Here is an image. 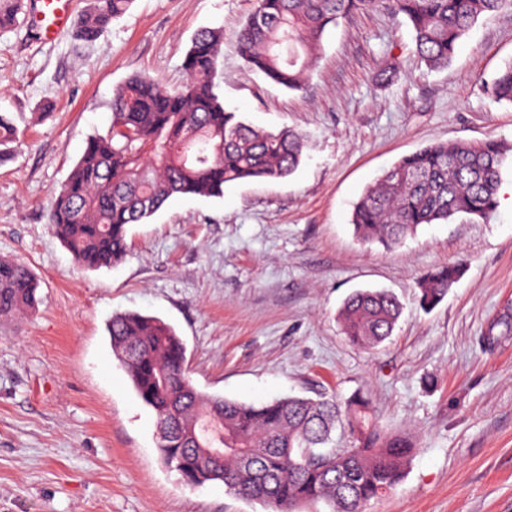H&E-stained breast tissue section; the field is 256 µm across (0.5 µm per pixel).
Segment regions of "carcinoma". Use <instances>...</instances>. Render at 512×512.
Returning a JSON list of instances; mask_svg holds the SVG:
<instances>
[{
	"label": "carcinoma",
	"instance_id": "carcinoma-1",
	"mask_svg": "<svg viewBox=\"0 0 512 512\" xmlns=\"http://www.w3.org/2000/svg\"><path fill=\"white\" fill-rule=\"evenodd\" d=\"M20 2L0 0V36L21 23ZM88 2L80 34L92 41L133 0ZM375 2L256 0L237 34V53L249 70L299 90L327 30ZM511 2L388 0V8L408 19L417 53L440 69L479 18ZM222 43L221 30H198L182 60L185 81L176 88L136 74L114 90L108 131L88 137L47 215L78 266L98 270L121 262L129 226L175 195L220 197L228 183L282 178L299 167L302 133L258 129L224 108L215 83ZM491 89L497 101L512 104V61ZM17 138L16 127L0 115V158ZM510 157L511 146L487 138L439 141L402 158L356 202L355 236L392 250L423 225L488 216L498 206ZM460 274V267L448 265L421 275V306L435 308ZM38 288L25 264L0 260V319L34 307ZM400 314L392 293L360 290L344 301L338 319L350 342L373 349L392 335ZM107 331L137 396L156 415L161 459L189 486L221 482L228 493L262 502L271 512H305L320 503L329 512H363L404 476L413 440L381 430L360 392L342 404L297 396L240 403L194 387L184 344L160 319L115 313ZM339 422L351 436L350 448L327 447Z\"/></svg>",
	"mask_w": 512,
	"mask_h": 512
}]
</instances>
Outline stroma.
I'll list each match as a JSON object with an SVG mask.
<instances>
[{"label":"stroma","mask_w":512,"mask_h":512,"mask_svg":"<svg viewBox=\"0 0 512 512\" xmlns=\"http://www.w3.org/2000/svg\"><path fill=\"white\" fill-rule=\"evenodd\" d=\"M254 0H134L92 42L68 29L0 37V113L20 133L0 161V259L39 281L35 307L0 320V512H268L222 483L186 485L158 452L154 413L112 354L106 324L137 312L171 324L199 390L243 403L368 396L380 427L417 448L402 480L364 512H512V205L421 227L393 251L360 243L354 203L385 169L439 141L512 146V104L489 86L512 60V8L481 17L448 67L418 56L384 4L325 34L303 89L249 72L235 49ZM224 32L219 93L253 127L305 136L291 176L177 196L133 224L121 263L77 267L46 222L115 88L138 73L181 84L201 28ZM395 62L390 84L372 75ZM460 279L433 310L417 281ZM360 289L403 305L364 350L338 311ZM461 268L456 265L436 267L418 279L419 301L424 309L432 310L448 294V289L460 277Z\"/></svg>","instance_id":"obj_1"}]
</instances>
